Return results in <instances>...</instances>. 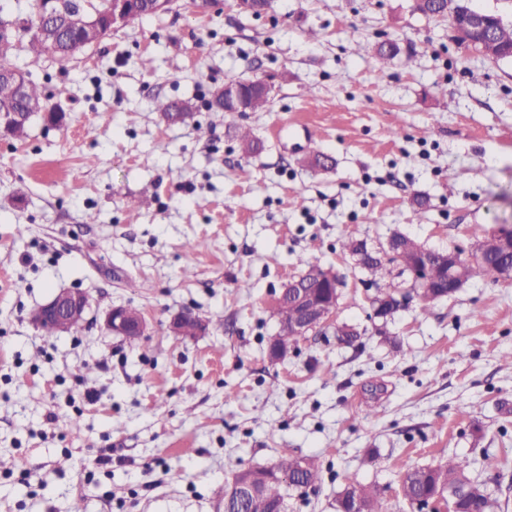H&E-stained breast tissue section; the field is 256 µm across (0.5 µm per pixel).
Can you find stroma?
<instances>
[{"label":"stroma","instance_id":"obj_1","mask_svg":"<svg viewBox=\"0 0 512 512\" xmlns=\"http://www.w3.org/2000/svg\"><path fill=\"white\" fill-rule=\"evenodd\" d=\"M359 41L400 52L381 67ZM15 61L64 118L35 116L22 141L0 132V512H217L227 457L284 455L322 477L289 490L288 512H336L358 484L417 512L401 472L451 455L471 461L493 512H512V281L409 300L382 337L372 301L410 277L395 265L373 284L341 248L400 232L467 253L512 225V60L462 50L411 0H275L258 18L218 0L67 62ZM231 77L272 79L269 110L212 111ZM159 97L191 101L194 123L160 120ZM239 124L261 154H242ZM311 148L334 169L302 167ZM310 263L341 280L336 320L270 361L275 300ZM59 288L91 305L81 331L49 336L29 314ZM127 305L149 322L133 341L103 328ZM182 311L208 331L172 333ZM341 326L357 340L338 342Z\"/></svg>","mask_w":512,"mask_h":512}]
</instances>
